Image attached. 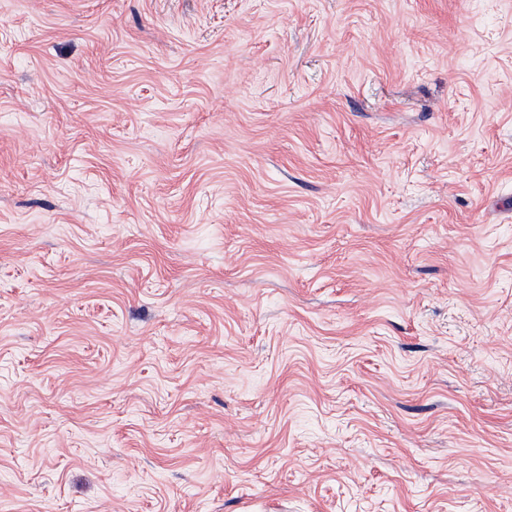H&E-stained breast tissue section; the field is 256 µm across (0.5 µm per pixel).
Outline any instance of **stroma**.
Listing matches in <instances>:
<instances>
[{"instance_id": "35a3bbf8", "label": "stroma", "mask_w": 512, "mask_h": 512, "mask_svg": "<svg viewBox=\"0 0 512 512\" xmlns=\"http://www.w3.org/2000/svg\"><path fill=\"white\" fill-rule=\"evenodd\" d=\"M0 512H512V0H0Z\"/></svg>"}]
</instances>
